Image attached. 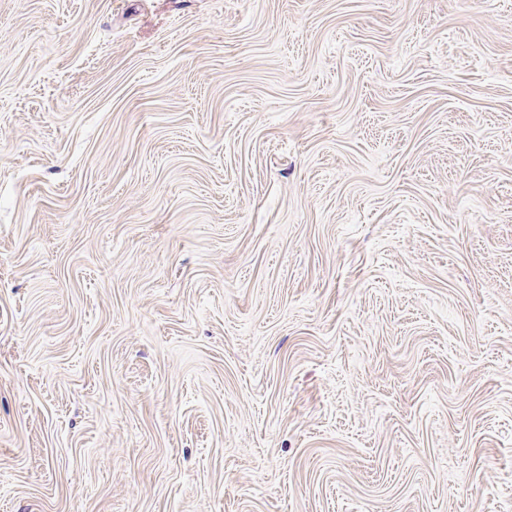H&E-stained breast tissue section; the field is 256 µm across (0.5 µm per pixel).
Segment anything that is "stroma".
<instances>
[{
	"mask_svg": "<svg viewBox=\"0 0 512 512\" xmlns=\"http://www.w3.org/2000/svg\"><path fill=\"white\" fill-rule=\"evenodd\" d=\"M0 512H512V0H0Z\"/></svg>",
	"mask_w": 512,
	"mask_h": 512,
	"instance_id": "35a3bbf8",
	"label": "stroma"
}]
</instances>
